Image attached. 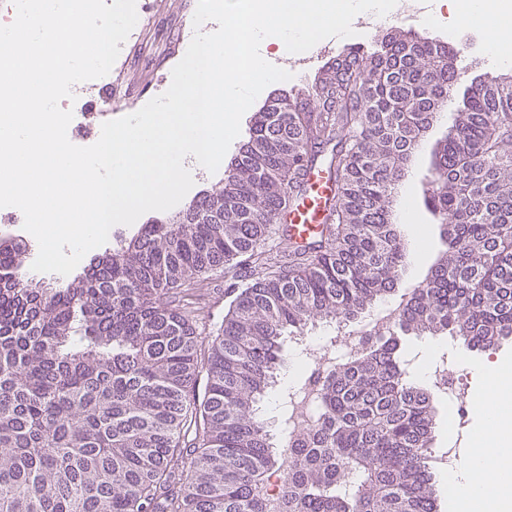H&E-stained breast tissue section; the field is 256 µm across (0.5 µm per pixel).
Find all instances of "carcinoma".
Wrapping results in <instances>:
<instances>
[{
	"instance_id": "cac0c4a2",
	"label": "carcinoma",
	"mask_w": 512,
	"mask_h": 512,
	"mask_svg": "<svg viewBox=\"0 0 512 512\" xmlns=\"http://www.w3.org/2000/svg\"><path fill=\"white\" fill-rule=\"evenodd\" d=\"M457 54L406 36L350 48L253 116L222 186L77 279L20 288L24 249L0 246V512H269L277 473V512H437L434 396L400 335L477 351L512 338L509 86L473 82L433 149L424 203L442 249L394 326L329 370L288 450L261 407L286 339L396 292L397 186L457 94ZM323 153L324 229L280 263L267 241ZM229 272L240 282L207 333L193 285Z\"/></svg>"
}]
</instances>
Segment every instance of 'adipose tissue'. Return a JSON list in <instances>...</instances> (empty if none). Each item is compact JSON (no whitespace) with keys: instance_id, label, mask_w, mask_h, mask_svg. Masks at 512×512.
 Masks as SVG:
<instances>
[{"instance_id":"ef3b65f1","label":"adipose tissue","mask_w":512,"mask_h":512,"mask_svg":"<svg viewBox=\"0 0 512 512\" xmlns=\"http://www.w3.org/2000/svg\"><path fill=\"white\" fill-rule=\"evenodd\" d=\"M452 5V25L477 27L486 35L485 54L491 64L512 63V0H436L424 18L435 24L440 8ZM481 388L477 409L483 422L474 438L464 472L449 477L454 487L452 512H512V366L479 364Z\"/></svg>"}]
</instances>
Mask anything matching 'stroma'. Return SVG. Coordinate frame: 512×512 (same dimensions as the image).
Returning a JSON list of instances; mask_svg holds the SVG:
<instances>
[{"label":"stroma","mask_w":512,"mask_h":512,"mask_svg":"<svg viewBox=\"0 0 512 512\" xmlns=\"http://www.w3.org/2000/svg\"><path fill=\"white\" fill-rule=\"evenodd\" d=\"M194 6L188 0H153L150 23L141 31L129 50L120 79L127 93L142 96L155 89L158 77L170 76L173 68L181 61L183 54L177 49L178 35L186 22L193 19ZM383 32L404 33L409 36L427 38L449 45H462L465 29L449 30L447 25H429L425 22L411 23L404 14L388 15ZM453 113L443 110L433 128L424 138L419 154L412 161L407 177L402 183L400 207L412 211L418 225H421L426 245L417 248L411 240H404L406 266L399 282L401 289L418 285L427 275L441 248L432 216L423 204L424 191L430 180L429 155L436 142L451 125ZM437 349L428 352L425 340L411 342L409 352L417 357L418 373H425L432 363L446 360L448 371L460 376L471 392H478L479 381L474 367L483 360H501L512 364V340L485 351H471L463 342L440 336L436 339ZM481 426L477 412H470L462 429L448 425V407L445 400L437 402V424L434 445L438 448H455L459 452L458 464H465L468 455V440Z\"/></svg>","instance_id":"stroma-1"}]
</instances>
